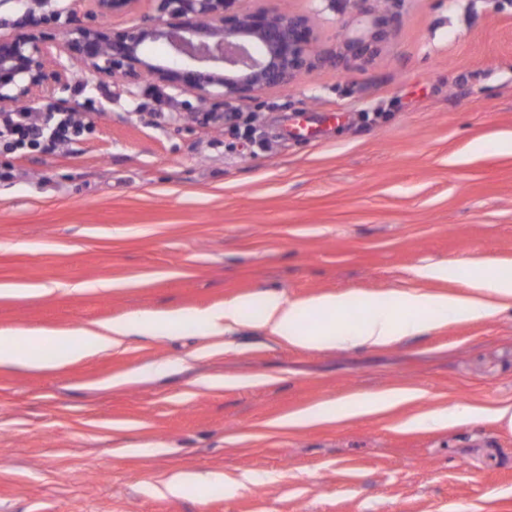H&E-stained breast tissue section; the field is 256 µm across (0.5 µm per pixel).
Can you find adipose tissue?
Returning a JSON list of instances; mask_svg holds the SVG:
<instances>
[{"label": "adipose tissue", "mask_w": 512, "mask_h": 512, "mask_svg": "<svg viewBox=\"0 0 512 512\" xmlns=\"http://www.w3.org/2000/svg\"><path fill=\"white\" fill-rule=\"evenodd\" d=\"M467 266L470 273L464 279L458 275V264L448 261L432 262L414 271L419 280H463L465 293H433L409 288L390 298L369 296L364 300L367 313L354 327L343 321L353 304L347 292L326 293L305 300L268 296L263 325L274 338L303 349L379 347L432 328V316L440 309L451 310L464 320H478L512 307V275L491 273L486 261L471 260ZM251 303V297L238 296L226 301L222 307L202 312H177L166 316L139 312L99 329L1 330L0 366L34 371L59 369L79 356L111 352L124 337L140 333L149 325L196 322L222 334L241 324ZM417 396V391L409 389H395L382 395H352L339 404L326 402L312 411L293 414L287 423L295 426L308 419L316 420L336 413L347 418L379 414ZM485 417L512 428V404L494 408L456 404L413 416L404 421L403 427L428 430Z\"/></svg>", "instance_id": "adipose-tissue-1"}]
</instances>
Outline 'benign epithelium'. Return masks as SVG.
<instances>
[{
  "label": "benign epithelium",
  "instance_id": "obj_1",
  "mask_svg": "<svg viewBox=\"0 0 512 512\" xmlns=\"http://www.w3.org/2000/svg\"><path fill=\"white\" fill-rule=\"evenodd\" d=\"M349 0L352 19L336 60L361 59L384 37L369 19L376 9ZM21 16L15 31L0 34V112L42 106L68 88L70 70L80 63L91 79L119 80L138 87L150 80L179 95H190L204 113L214 100L232 107L269 87L286 88L321 62L309 18L278 9L239 11L237 0H153L155 13L113 30L102 19L130 14L138 0H70L67 20L53 27L44 8L51 0H13ZM166 47L168 61L148 56Z\"/></svg>",
  "mask_w": 512,
  "mask_h": 512
}]
</instances>
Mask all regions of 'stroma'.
<instances>
[{"instance_id":"obj_1","label":"stroma","mask_w":512,"mask_h":512,"mask_svg":"<svg viewBox=\"0 0 512 512\" xmlns=\"http://www.w3.org/2000/svg\"><path fill=\"white\" fill-rule=\"evenodd\" d=\"M279 6L310 17L328 61L237 103L256 134L192 121L188 95L90 84L56 103L98 115L79 154L0 150V287L24 289L0 295V330L254 299L221 338L182 324L58 370L0 367V512H512L511 428L400 427L512 403V308L444 312L378 349H297L263 328L270 294L390 296L420 265L474 257L512 274V0H398L374 53L339 64L344 0L240 2ZM300 112L318 138L285 134ZM396 388L421 396L276 425ZM179 472L252 481L168 491Z\"/></svg>"}]
</instances>
